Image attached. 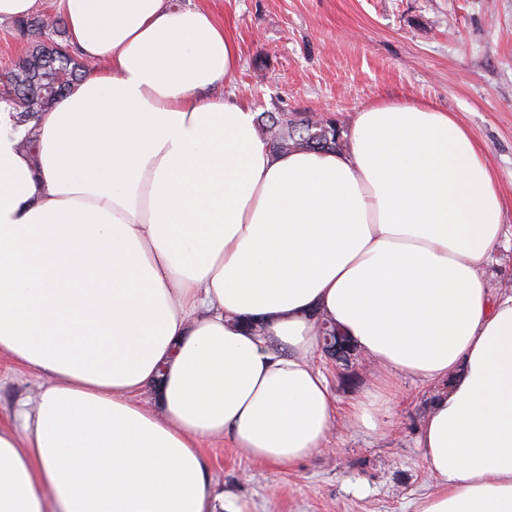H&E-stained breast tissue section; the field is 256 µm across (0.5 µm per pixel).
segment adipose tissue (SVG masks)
<instances>
[{
  "label": "adipose tissue",
  "instance_id": "obj_1",
  "mask_svg": "<svg viewBox=\"0 0 512 512\" xmlns=\"http://www.w3.org/2000/svg\"><path fill=\"white\" fill-rule=\"evenodd\" d=\"M99 69L27 126L0 102V357L40 381L0 423V512H249L204 439L276 470L324 447L338 401L319 318L379 375L347 420L439 384L418 512H512V292L488 154L452 113L356 112L343 151H274L213 96L237 43L169 0H55ZM493 254L485 270V278L493 295L512 290V239Z\"/></svg>",
  "mask_w": 512,
  "mask_h": 512
}]
</instances>
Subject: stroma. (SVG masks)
Segmentation results:
<instances>
[{"mask_svg": "<svg viewBox=\"0 0 512 512\" xmlns=\"http://www.w3.org/2000/svg\"><path fill=\"white\" fill-rule=\"evenodd\" d=\"M206 8L239 46L223 92L251 110L321 114L349 130L361 108L391 100L453 113L486 147L512 225V0H173ZM340 410L372 383L363 359L320 357ZM38 379L0 364V417ZM397 423L381 435L336 425L325 448L275 471L220 441L203 451L216 492L250 512H417L435 489L415 446L437 385L403 380Z\"/></svg>", "mask_w": 512, "mask_h": 512, "instance_id": "stroma-1", "label": "stroma"}]
</instances>
